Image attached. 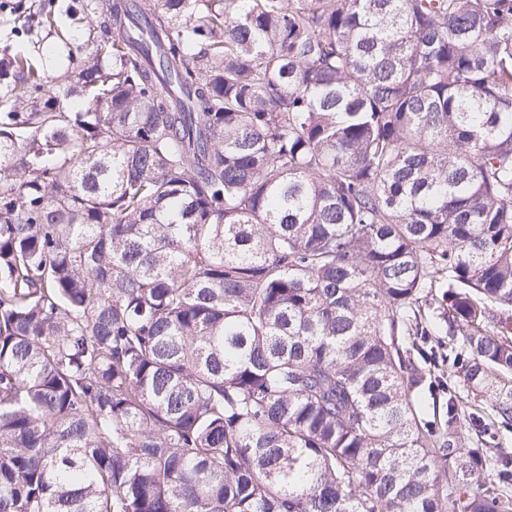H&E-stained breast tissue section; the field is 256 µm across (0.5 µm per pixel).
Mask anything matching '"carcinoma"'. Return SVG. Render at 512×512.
<instances>
[{"mask_svg": "<svg viewBox=\"0 0 512 512\" xmlns=\"http://www.w3.org/2000/svg\"><path fill=\"white\" fill-rule=\"evenodd\" d=\"M12 15L0 512H512V0Z\"/></svg>", "mask_w": 512, "mask_h": 512, "instance_id": "cac0c4a2", "label": "carcinoma"}]
</instances>
